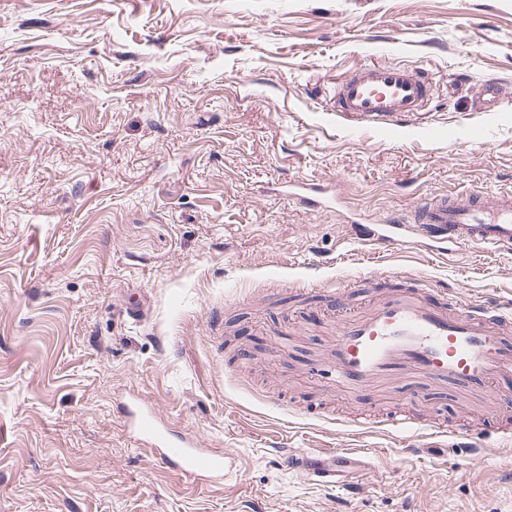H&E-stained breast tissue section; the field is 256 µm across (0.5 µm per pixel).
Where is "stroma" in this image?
Wrapping results in <instances>:
<instances>
[{
	"label": "stroma",
	"mask_w": 512,
	"mask_h": 512,
	"mask_svg": "<svg viewBox=\"0 0 512 512\" xmlns=\"http://www.w3.org/2000/svg\"><path fill=\"white\" fill-rule=\"evenodd\" d=\"M370 63L428 74L419 119L334 112ZM335 182L320 211L272 192ZM509 188L512 0H0V512H512L511 377L364 400L322 364L339 286L348 311L402 272L512 302V251L350 241L417 200ZM129 395L233 472L193 482L138 446ZM397 407L417 433L356 422ZM348 446L374 459L354 491L280 464Z\"/></svg>",
	"instance_id": "1"
}]
</instances>
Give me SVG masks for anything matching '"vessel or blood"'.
<instances>
[{
    "instance_id": "1",
    "label": "vessel or blood",
    "mask_w": 512,
    "mask_h": 512,
    "mask_svg": "<svg viewBox=\"0 0 512 512\" xmlns=\"http://www.w3.org/2000/svg\"><path fill=\"white\" fill-rule=\"evenodd\" d=\"M432 90L427 76L405 66H363L337 84L336 110L348 121L398 127L420 115ZM360 242L369 250L404 244L442 258L465 245L511 251L512 189L490 198L469 192L418 201L409 216L372 225ZM407 281L366 311L337 317L324 362L338 388L363 392L409 375L483 389L512 374V309L451 292L435 297L416 276ZM121 415L186 476L220 479L234 467L228 451L200 447L194 437L168 429L144 402L123 403ZM284 463L322 487L351 489L372 459L356 448H323L289 453Z\"/></svg>"
}]
</instances>
